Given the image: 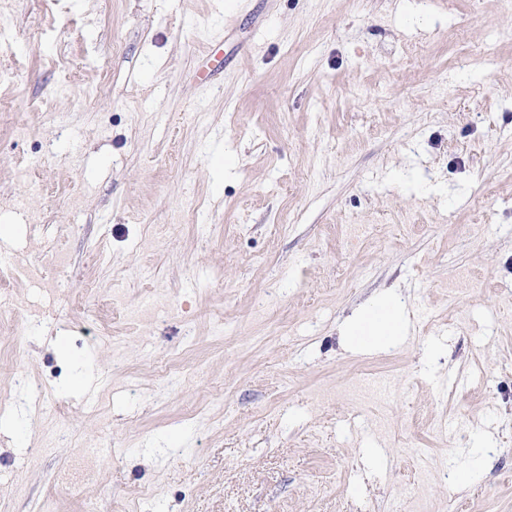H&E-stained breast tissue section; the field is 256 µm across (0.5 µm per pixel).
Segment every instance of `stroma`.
<instances>
[{"label": "stroma", "mask_w": 512, "mask_h": 512, "mask_svg": "<svg viewBox=\"0 0 512 512\" xmlns=\"http://www.w3.org/2000/svg\"><path fill=\"white\" fill-rule=\"evenodd\" d=\"M11 5L0 512H512V0ZM399 317L396 312H387L384 315L373 314L370 311L362 312L357 320L356 325L365 336H374L376 338L375 345L384 347L388 345L395 336L400 333Z\"/></svg>", "instance_id": "1"}]
</instances>
